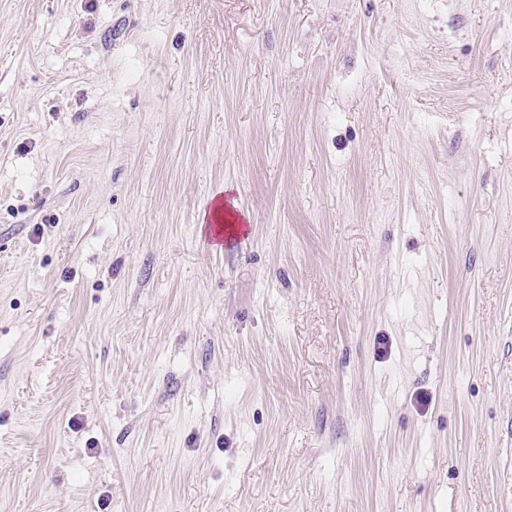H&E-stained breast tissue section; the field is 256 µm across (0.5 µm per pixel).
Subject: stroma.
Masks as SVG:
<instances>
[{
  "mask_svg": "<svg viewBox=\"0 0 512 512\" xmlns=\"http://www.w3.org/2000/svg\"><path fill=\"white\" fill-rule=\"evenodd\" d=\"M0 512H512V0H0ZM222 224L225 223V225H229L231 230L235 232L236 226L234 224H240L241 218L233 213L224 203V196H223V202H222ZM222 224H217L212 218H211V224H206L207 230L206 233L211 237L213 241H215L218 246L221 247L224 244V227Z\"/></svg>",
  "mask_w": 512,
  "mask_h": 512,
  "instance_id": "stroma-1",
  "label": "stroma"
}]
</instances>
